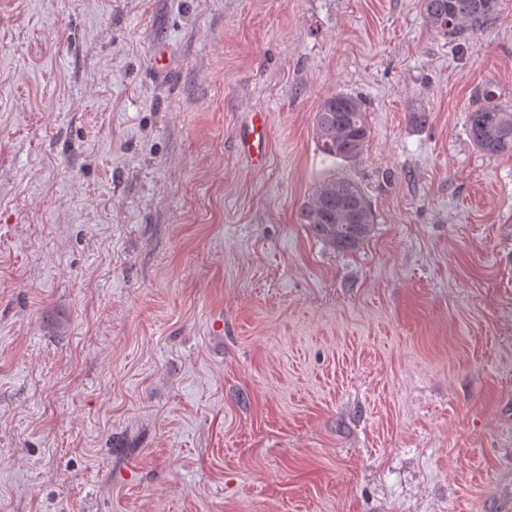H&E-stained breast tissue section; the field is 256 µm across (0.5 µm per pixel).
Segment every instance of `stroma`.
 Returning <instances> with one entry per match:
<instances>
[{
    "mask_svg": "<svg viewBox=\"0 0 512 512\" xmlns=\"http://www.w3.org/2000/svg\"><path fill=\"white\" fill-rule=\"evenodd\" d=\"M336 93L370 136L333 165ZM490 98L512 0L456 39L420 0H0V512H507L512 155L465 131ZM334 177L374 214L350 251L298 218ZM313 134L326 160H356L362 155L370 134L365 101L344 93L325 98L315 113ZM266 120V114L262 111L247 112L237 130L238 149L254 166H261L266 156Z\"/></svg>",
    "mask_w": 512,
    "mask_h": 512,
    "instance_id": "obj_1",
    "label": "stroma"
}]
</instances>
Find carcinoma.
I'll use <instances>...</instances> for the list:
<instances>
[{"label": "carcinoma", "instance_id": "carcinoma-1", "mask_svg": "<svg viewBox=\"0 0 512 512\" xmlns=\"http://www.w3.org/2000/svg\"><path fill=\"white\" fill-rule=\"evenodd\" d=\"M499 9L500 0H421L427 27L450 38L460 36L469 27L488 25ZM465 130L484 154H512V108L490 101L467 113ZM313 134L325 159L356 160L370 134L365 101L344 93L325 98L315 113ZM299 219L315 236L343 251L357 248L374 223L362 187L343 177L322 182L300 207Z\"/></svg>", "mask_w": 512, "mask_h": 512}]
</instances>
